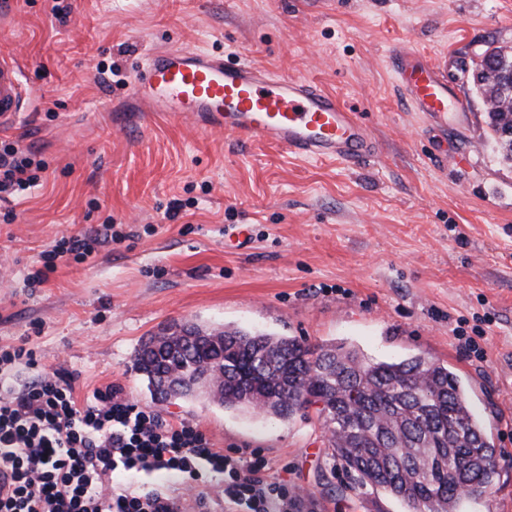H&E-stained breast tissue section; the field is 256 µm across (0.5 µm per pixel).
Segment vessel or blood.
I'll return each mask as SVG.
<instances>
[{"label": "vessel or blood", "instance_id": "b4317fda", "mask_svg": "<svg viewBox=\"0 0 512 512\" xmlns=\"http://www.w3.org/2000/svg\"><path fill=\"white\" fill-rule=\"evenodd\" d=\"M390 62L414 111L442 124L449 113L464 111L441 59L402 48L391 51ZM132 92L170 120L189 118L294 156L355 164L374 154L367 124L335 95L242 57L168 47L136 70ZM24 101L21 71L9 52H1L0 129L17 121Z\"/></svg>", "mask_w": 512, "mask_h": 512}]
</instances>
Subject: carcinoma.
Here are the masks:
<instances>
[{
  "mask_svg": "<svg viewBox=\"0 0 512 512\" xmlns=\"http://www.w3.org/2000/svg\"><path fill=\"white\" fill-rule=\"evenodd\" d=\"M494 140L512 129V111L488 113ZM165 355L136 369L153 387L158 373L191 377L207 354L221 358L224 389L214 401L252 415L291 417L317 409L332 457L357 476L359 487L382 490L412 512H456L481 495L496 472L498 450L471 408L459 376L421 356L371 360L342 345L307 346L296 338L196 323L169 327ZM214 336L211 352L186 346V335Z\"/></svg>",
  "mask_w": 512,
  "mask_h": 512,
  "instance_id": "1",
  "label": "carcinoma"
}]
</instances>
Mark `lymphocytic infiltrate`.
Masks as SVG:
<instances>
[{
	"label": "lymphocytic infiltrate",
	"mask_w": 512,
	"mask_h": 512,
	"mask_svg": "<svg viewBox=\"0 0 512 512\" xmlns=\"http://www.w3.org/2000/svg\"><path fill=\"white\" fill-rule=\"evenodd\" d=\"M47 166L19 144L0 147V195L37 186ZM112 222L55 241L25 277L36 288L63 259L82 262L97 246L125 240ZM26 342L0 346V512H183L185 497L203 507L211 476L223 480L228 512H295L287 483L269 478L260 456L217 448L197 423L170 421L147 405L105 387L91 400L75 395L72 376L36 372ZM26 377H18L20 369ZM163 472L181 493L144 490Z\"/></svg>",
	"instance_id": "f902f5d3"
}]
</instances>
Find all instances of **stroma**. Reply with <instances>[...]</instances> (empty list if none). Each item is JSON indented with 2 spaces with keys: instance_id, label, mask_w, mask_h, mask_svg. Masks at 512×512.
Wrapping results in <instances>:
<instances>
[{
  "instance_id": "1",
  "label": "stroma",
  "mask_w": 512,
  "mask_h": 512,
  "mask_svg": "<svg viewBox=\"0 0 512 512\" xmlns=\"http://www.w3.org/2000/svg\"><path fill=\"white\" fill-rule=\"evenodd\" d=\"M11 16L0 50L28 99L0 143L48 169L0 199V345L27 341L39 368L73 375L78 399L116 385L216 447L258 453L297 492V512L409 508L355 488L315 409L280 420L152 398L134 367L141 341L189 320L372 359L422 355L469 385L500 450L491 488L458 512H512V162L470 83L487 43L512 52V0H13ZM169 46L314 82L367 122L373 158H296L150 115L131 92L135 68ZM399 46L447 56L465 104L447 125L406 106L389 59ZM108 218L128 239L24 287L54 240ZM484 315L477 359L455 328Z\"/></svg>"
}]
</instances>
